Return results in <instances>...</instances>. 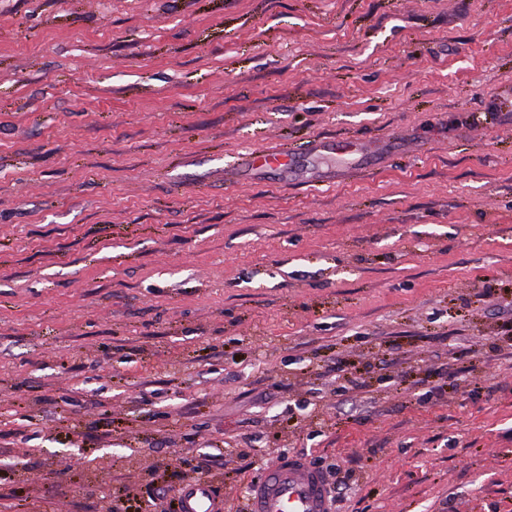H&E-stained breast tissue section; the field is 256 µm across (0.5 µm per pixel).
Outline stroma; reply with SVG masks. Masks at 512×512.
Wrapping results in <instances>:
<instances>
[{"label": "stroma", "mask_w": 512, "mask_h": 512, "mask_svg": "<svg viewBox=\"0 0 512 512\" xmlns=\"http://www.w3.org/2000/svg\"><path fill=\"white\" fill-rule=\"evenodd\" d=\"M318 137L388 157L308 184ZM285 454L512 512V0H0V512ZM295 153L288 147L262 149L237 157L231 165L224 167V180L242 182L250 174H263L291 170Z\"/></svg>", "instance_id": "1"}]
</instances>
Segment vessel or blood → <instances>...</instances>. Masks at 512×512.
Listing matches in <instances>:
<instances>
[{
  "instance_id": "obj_1",
  "label": "vessel or blood",
  "mask_w": 512,
  "mask_h": 512,
  "mask_svg": "<svg viewBox=\"0 0 512 512\" xmlns=\"http://www.w3.org/2000/svg\"><path fill=\"white\" fill-rule=\"evenodd\" d=\"M307 154L338 159L341 175L353 177L368 170L370 147L362 141L319 137L309 141ZM295 154L278 147L237 157L224 169L225 179L242 181L250 174L292 169ZM177 512H224L211 485L190 479L177 490ZM247 512H331V499L323 473L305 458L278 459L251 489Z\"/></svg>"
}]
</instances>
